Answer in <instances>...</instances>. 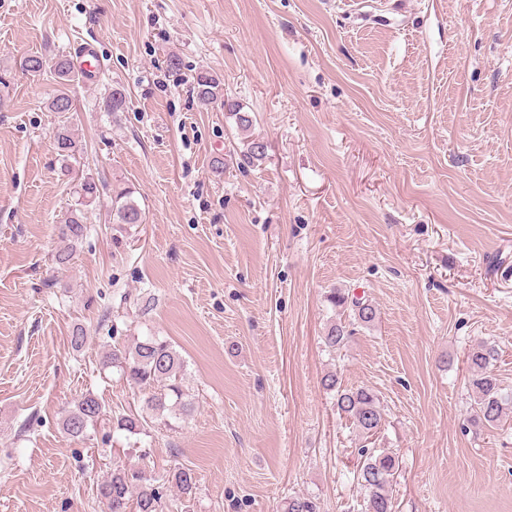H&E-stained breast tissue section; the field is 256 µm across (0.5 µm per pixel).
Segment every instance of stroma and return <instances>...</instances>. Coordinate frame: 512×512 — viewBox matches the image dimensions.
<instances>
[{"label":"stroma","instance_id":"stroma-1","mask_svg":"<svg viewBox=\"0 0 512 512\" xmlns=\"http://www.w3.org/2000/svg\"><path fill=\"white\" fill-rule=\"evenodd\" d=\"M82 42L101 67L72 81L66 117L47 107L54 73L20 62ZM202 70L249 133L199 100ZM64 124L82 149L69 171ZM248 135L261 165L242 160ZM85 173L131 188L144 221L113 223L102 196L60 267ZM334 288L379 318L331 353ZM147 335L184 358L191 417L66 435L88 391L141 411L102 356ZM481 340L512 388V0H0V512H104L96 485L119 465L178 512L298 495L357 512L363 445L399 458L395 512H512V417L468 421ZM331 371L378 394L375 435L337 412ZM175 466L191 496L165 483ZM54 140L57 153L62 157L63 161L70 162L71 159H73L75 163H78L76 157L78 153L76 141L71 135L68 126L63 125L59 127L54 134Z\"/></svg>","mask_w":512,"mask_h":512}]
</instances>
